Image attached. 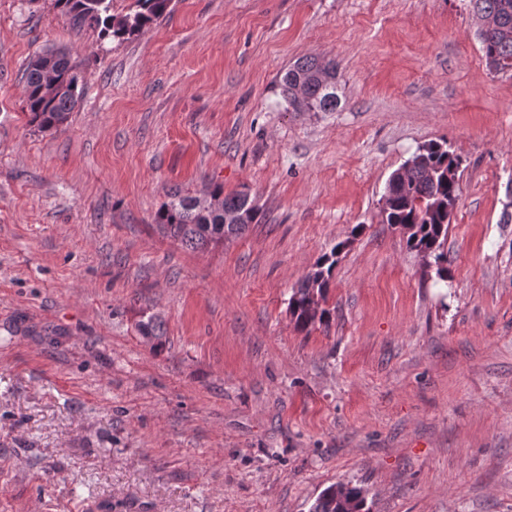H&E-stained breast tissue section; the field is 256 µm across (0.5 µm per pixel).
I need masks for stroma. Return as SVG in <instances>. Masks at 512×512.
Masks as SVG:
<instances>
[{"label": "stroma", "mask_w": 512, "mask_h": 512, "mask_svg": "<svg viewBox=\"0 0 512 512\" xmlns=\"http://www.w3.org/2000/svg\"><path fill=\"white\" fill-rule=\"evenodd\" d=\"M468 0H174L117 43L54 0H0V512H512V72ZM79 65L64 129L22 73ZM335 62L333 112L284 111L280 74ZM459 153L441 281L383 224L419 145ZM264 211L192 250L171 189ZM329 326L288 300L342 240ZM161 339L143 336L148 317ZM366 491L351 483H336L323 490L310 512H362L366 505Z\"/></svg>", "instance_id": "obj_1"}]
</instances>
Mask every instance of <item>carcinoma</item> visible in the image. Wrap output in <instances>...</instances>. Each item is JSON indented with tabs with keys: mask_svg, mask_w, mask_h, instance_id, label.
<instances>
[{
	"mask_svg": "<svg viewBox=\"0 0 512 512\" xmlns=\"http://www.w3.org/2000/svg\"><path fill=\"white\" fill-rule=\"evenodd\" d=\"M73 28L99 30L104 38L123 42L139 34L171 13L172 0H133L128 12L112 14V0H55ZM475 15L495 21L494 27L477 32L489 71H512V0H469ZM25 95L30 123L40 131L59 129L67 123L79 98L78 64L64 52H46L31 59L24 72ZM279 95L290 112H333L338 106L336 64L305 57L290 66L278 81ZM422 161L407 169L404 178L387 183L383 223L409 228L406 246L428 256L436 276L448 279L446 242L459 185L448 179V171L461 168L462 158L443 141L417 148ZM209 200L168 195L154 217V223L168 237L196 249L227 236H238L252 224H260L263 211L243 190L224 194L221 185L208 191ZM350 240L337 243L322 254L312 269L293 289L288 309L300 330L328 323L323 307L330 288L337 257ZM366 491L358 485L336 483L323 490L310 512H364Z\"/></svg>",
	"mask_w": 512,
	"mask_h": 512,
	"instance_id": "1",
	"label": "carcinoma"
}]
</instances>
